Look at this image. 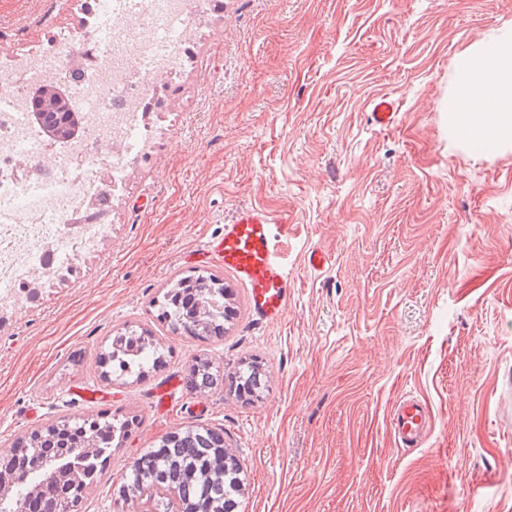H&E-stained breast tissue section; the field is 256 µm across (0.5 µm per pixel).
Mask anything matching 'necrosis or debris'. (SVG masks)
Wrapping results in <instances>:
<instances>
[{"mask_svg": "<svg viewBox=\"0 0 512 512\" xmlns=\"http://www.w3.org/2000/svg\"><path fill=\"white\" fill-rule=\"evenodd\" d=\"M199 0H99L93 26L94 61L73 71L78 47L63 40L30 57L19 73L0 65V296H27L34 271L52 276L98 251L111 230L88 208L111 206L99 170L122 172L153 148L143 120L159 105L154 75L176 71L184 55L183 30ZM63 80L82 118L80 135L49 151L29 106V93L48 72ZM121 135V151L103 154L100 140Z\"/></svg>", "mask_w": 512, "mask_h": 512, "instance_id": "4bbe7bcc", "label": "necrosis or debris"}]
</instances>
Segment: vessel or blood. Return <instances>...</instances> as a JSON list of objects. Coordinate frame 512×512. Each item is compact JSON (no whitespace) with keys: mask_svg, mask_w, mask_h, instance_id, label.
Segmentation results:
<instances>
[{"mask_svg":"<svg viewBox=\"0 0 512 512\" xmlns=\"http://www.w3.org/2000/svg\"><path fill=\"white\" fill-rule=\"evenodd\" d=\"M396 119L391 99L375 100L371 121L381 128H390ZM275 221L266 210L245 206L234 213L224 226L219 240L207 243L204 252L224 266L249 291L255 321L279 319L288 302L290 282L274 244ZM394 436L401 447L420 446L421 439L432 428L429 410L420 399L399 400L392 418Z\"/></svg>","mask_w":512,"mask_h":512,"instance_id":"obj_1","label":"vessel or blood"}]
</instances>
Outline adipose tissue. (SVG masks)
Returning a JSON list of instances; mask_svg holds the SVG:
<instances>
[{
	"mask_svg": "<svg viewBox=\"0 0 512 512\" xmlns=\"http://www.w3.org/2000/svg\"><path fill=\"white\" fill-rule=\"evenodd\" d=\"M455 69L442 106L449 135L480 155L512 149V26L460 52Z\"/></svg>",
	"mask_w": 512,
	"mask_h": 512,
	"instance_id": "obj_1",
	"label": "adipose tissue"
}]
</instances>
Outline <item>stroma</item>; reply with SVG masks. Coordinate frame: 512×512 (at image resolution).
<instances>
[{"label":"stroma","instance_id":"stroma-1","mask_svg":"<svg viewBox=\"0 0 512 512\" xmlns=\"http://www.w3.org/2000/svg\"><path fill=\"white\" fill-rule=\"evenodd\" d=\"M85 17L83 0H0V55L75 38ZM505 23L512 0H210L177 77L159 80L155 148L113 191L111 238L0 326V444L64 418H136L79 512H119L130 459L188 426L223 430L245 512H512V150L471 154L440 110L456 55ZM381 96L388 129L369 121ZM244 205L276 219L293 282L264 325L203 256ZM314 249L330 258L319 272ZM190 275L232 289L223 338L161 317ZM127 328L164 351L141 379L100 357ZM202 359L259 360L268 387L251 404L189 391ZM403 394L433 416L411 450L391 426ZM394 104L388 97L375 100L371 109V122L380 128H390L396 119Z\"/></svg>","mask_w":512,"mask_h":512}]
</instances>
